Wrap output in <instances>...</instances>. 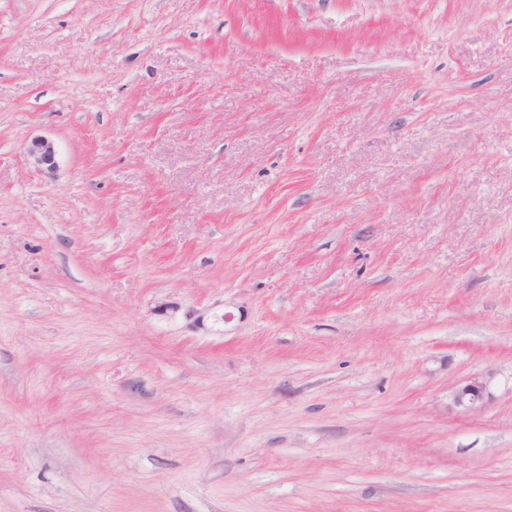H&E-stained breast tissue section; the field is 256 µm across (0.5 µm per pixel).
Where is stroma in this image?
I'll use <instances>...</instances> for the list:
<instances>
[{"mask_svg":"<svg viewBox=\"0 0 512 512\" xmlns=\"http://www.w3.org/2000/svg\"><path fill=\"white\" fill-rule=\"evenodd\" d=\"M0 512H512V0H0ZM26 160L36 170L54 174L58 166L57 150L53 141L45 137H34L25 144ZM489 379L476 376L457 385L451 393V401L455 408L470 412L480 409L484 405Z\"/></svg>","mask_w":512,"mask_h":512,"instance_id":"obj_1","label":"stroma"}]
</instances>
